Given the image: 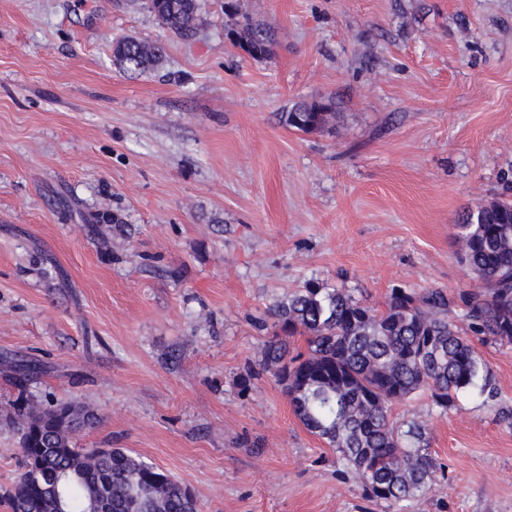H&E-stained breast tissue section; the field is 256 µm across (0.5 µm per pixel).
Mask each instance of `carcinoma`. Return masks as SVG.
<instances>
[{"instance_id": "cac0c4a2", "label": "carcinoma", "mask_w": 512, "mask_h": 512, "mask_svg": "<svg viewBox=\"0 0 512 512\" xmlns=\"http://www.w3.org/2000/svg\"><path fill=\"white\" fill-rule=\"evenodd\" d=\"M162 26L182 40L196 35L203 0H151ZM240 39L255 55L271 53L272 35L249 19ZM124 71L144 73L162 58L156 42L129 38L113 47ZM303 133L335 125L332 104L300 101L282 114ZM460 260L474 289L462 299V317L486 342L512 344V200L503 197L467 210L454 225ZM285 338L268 342L262 371L281 384L304 427L335 449L366 498L388 507L426 495L437 466L424 426L392 417L396 404L424 393L446 413L460 399H498L486 363L453 317L455 302L442 289H391L384 310L349 290L308 279L269 310ZM305 337L290 354L288 338ZM12 383L25 392L38 367L7 360ZM97 415L77 403L25 400L5 415L21 433L23 470L0 493L8 512H200L182 482L123 448L93 452L75 447L65 420Z\"/></svg>"}]
</instances>
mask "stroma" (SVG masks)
Masks as SVG:
<instances>
[{"mask_svg":"<svg viewBox=\"0 0 512 512\" xmlns=\"http://www.w3.org/2000/svg\"><path fill=\"white\" fill-rule=\"evenodd\" d=\"M128 36L163 43L151 71L115 63ZM301 100L335 132L288 128ZM510 179L512 0H206L191 41L149 0H0V361L97 413L75 447L138 453L202 512H384L260 373L256 323L312 277L379 310L472 289L454 226ZM476 347L497 406L399 409L438 463L403 512H512V344ZM17 399L0 364V487ZM239 36L242 41H245L253 54L265 56L271 53L272 35L252 24L246 17L241 24ZM5 366L12 373V383L20 389L23 394L27 388L28 382L37 372L39 367L31 361L24 360H5Z\"/></svg>","mask_w":512,"mask_h":512,"instance_id":"35a3bbf8","label":"stroma"}]
</instances>
